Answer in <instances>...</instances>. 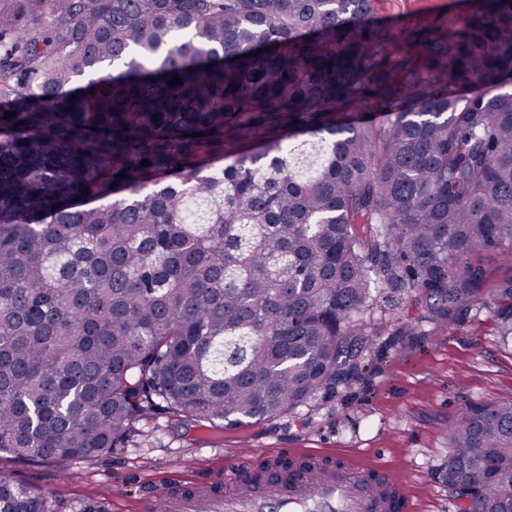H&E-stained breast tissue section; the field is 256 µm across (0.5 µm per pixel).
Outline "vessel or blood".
Here are the masks:
<instances>
[{"label": "vessel or blood", "instance_id": "b4317fda", "mask_svg": "<svg viewBox=\"0 0 512 512\" xmlns=\"http://www.w3.org/2000/svg\"><path fill=\"white\" fill-rule=\"evenodd\" d=\"M299 476L264 479L243 487L215 478L185 484L172 478L148 497L144 512H403L407 494L402 481L380 466L361 468L348 458L328 463L301 457Z\"/></svg>", "mask_w": 512, "mask_h": 512}]
</instances>
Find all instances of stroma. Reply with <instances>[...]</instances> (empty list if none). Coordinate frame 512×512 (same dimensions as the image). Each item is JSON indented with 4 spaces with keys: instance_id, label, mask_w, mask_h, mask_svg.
<instances>
[{
    "instance_id": "1",
    "label": "stroma",
    "mask_w": 512,
    "mask_h": 512,
    "mask_svg": "<svg viewBox=\"0 0 512 512\" xmlns=\"http://www.w3.org/2000/svg\"><path fill=\"white\" fill-rule=\"evenodd\" d=\"M465 0H371L369 23L382 26L402 50L445 34ZM512 399V344L497 336L491 306L468 312L420 340L375 341L361 380L336 397L276 420L252 419L220 437L158 416L126 447L78 462L70 474L0 454V472L48 492L53 512H140L144 498L171 475L201 483L224 474L236 448H251L248 472L264 470L279 449L347 455L381 463L406 483L409 512H461L441 470L449 421L468 402Z\"/></svg>"
}]
</instances>
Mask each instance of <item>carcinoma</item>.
<instances>
[{
  "instance_id": "1",
  "label": "carcinoma",
  "mask_w": 512,
  "mask_h": 512,
  "mask_svg": "<svg viewBox=\"0 0 512 512\" xmlns=\"http://www.w3.org/2000/svg\"><path fill=\"white\" fill-rule=\"evenodd\" d=\"M469 2L403 54L370 0H0V453L67 471L159 414L277 419L356 381L387 327L425 335L364 318L378 299L484 305L512 92L455 89L512 77V0ZM489 295L512 342V279ZM441 477L463 512H512V400L448 425Z\"/></svg>"
}]
</instances>
